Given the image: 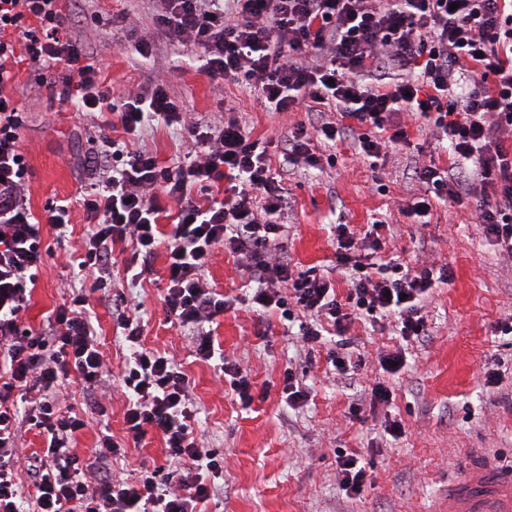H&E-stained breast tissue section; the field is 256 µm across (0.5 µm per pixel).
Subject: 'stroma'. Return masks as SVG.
Instances as JSON below:
<instances>
[{
	"instance_id": "35a3bbf8",
	"label": "stroma",
	"mask_w": 512,
	"mask_h": 512,
	"mask_svg": "<svg viewBox=\"0 0 512 512\" xmlns=\"http://www.w3.org/2000/svg\"><path fill=\"white\" fill-rule=\"evenodd\" d=\"M145 2L61 0L72 35L99 59L100 82L111 98L147 94L145 79L155 74L166 80L184 111L214 124L235 116L253 137L276 145L297 124L308 122L304 110L270 112L259 93L211 79L199 58L170 49L146 59L122 44L112 29L118 15L124 18V29L158 35ZM64 75L61 69L24 65L15 84L23 111L20 143L29 168L31 210L39 218L48 203L63 200L71 214L65 235L49 227L43 230L50 253L23 316L25 326L37 332L66 301L65 284L93 285L92 279L77 276L67 260L81 248L87 228L84 201L91 186L83 163L103 149L105 139L125 136L121 124L112 123L110 110L81 112L75 105H61L50 87ZM399 120L409 143L388 150L377 168L359 158L348 135L336 144L335 167L291 166L278 179L289 201L279 243L297 270L331 272L336 259L332 224L344 222L362 233L377 220L383 223L382 259L452 270L450 281L434 288L424 303L425 341L402 342L391 316L375 325L352 322L348 334L356 339L352 358L358 367L351 378L336 375L329 364L333 342L307 351L297 323L254 312L247 272L236 257L220 249L206 277L217 292L236 297L238 303L217 317L211 329L225 358L249 374L253 400L243 405L219 383L213 364L196 359L190 330L168 318L165 245L156 247L140 283L133 286L125 274L132 258L130 244L118 241L112 246L113 292L140 303L144 347L182 365L198 409L195 430L207 446L224 451V484L204 512H447L448 484L471 464L490 462L512 470V335L497 330L499 322L512 316V260L500 256L475 220L480 192L471 193L464 208L434 205L425 224L403 213V203L423 191L415 168L433 163L446 169L453 157L420 118L403 113ZM135 144L165 166L189 149L180 126L161 121L146 123ZM93 306L99 349L112 374H119L125 343L108 303L97 300ZM400 347L406 350V367L394 375L383 371L381 355ZM289 370L301 374L310 391L307 401L287 404L283 387ZM379 383L390 388L389 402L374 400L371 390ZM87 400L79 382L64 391L65 407L86 423L77 435L81 456H89L104 428L115 442L126 444L127 399L121 389L113 388L103 416L87 408ZM354 405L361 408L364 422L353 419ZM393 421L402 425L396 438L384 430ZM164 448L161 435L148 431L138 446H128L114 469L134 477L142 466L163 464ZM340 448L366 464L359 494H347L340 485Z\"/></svg>"
}]
</instances>
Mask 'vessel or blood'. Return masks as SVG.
I'll use <instances>...</instances> for the list:
<instances>
[{
  "label": "vessel or blood",
  "mask_w": 512,
  "mask_h": 512,
  "mask_svg": "<svg viewBox=\"0 0 512 512\" xmlns=\"http://www.w3.org/2000/svg\"><path fill=\"white\" fill-rule=\"evenodd\" d=\"M448 512H512V473L481 464L448 485Z\"/></svg>",
  "instance_id": "1"
}]
</instances>
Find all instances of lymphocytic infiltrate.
<instances>
[{"instance_id":"1","label":"lymphocytic infiltrate","mask_w":512,"mask_h":512,"mask_svg":"<svg viewBox=\"0 0 512 512\" xmlns=\"http://www.w3.org/2000/svg\"><path fill=\"white\" fill-rule=\"evenodd\" d=\"M58 2L0 0V512H198L224 476V453L205 447L194 432L197 409L187 374L173 358L142 346L137 304L120 293L109 298L130 350L115 382L98 348L86 289H71L40 334L22 322L46 254L42 226L66 231L70 213L64 205L48 206L41 223L29 206L16 69L23 62L63 69L67 78L57 97L84 111L102 108L106 100L99 61L72 36ZM154 2L165 44L199 53L210 78L229 77L259 91L270 112L302 106L339 113V120L322 121L313 134L297 125L284 162L318 166L314 137L333 145L348 131L363 160L377 159L387 145L406 142L396 121L400 113L422 118L447 140L464 179L487 188L476 220L501 255L512 258V150L506 147L512 139V0ZM162 45L142 38L135 49L152 57ZM112 112L129 134L148 120L179 124L194 150L163 166L152 153L110 139L103 154L86 159L95 184L85 203L89 227L77 268L103 291L112 282L115 241L130 242L134 257L144 259L166 243L169 313L192 329L197 358L229 376L243 404L252 401L248 374L216 350L210 329L233 306L206 278L217 246L247 258L254 304L298 321L304 344L320 342L324 325L334 328L338 340L329 362L338 374L349 372L346 333L352 320L374 324L392 315L404 340L427 336L424 301L448 280L447 267L376 259L381 222L360 239L339 223L336 271L348 293L338 299L329 280L312 269L294 273L279 250V217L288 200L271 174L267 142L253 138L236 118L212 126L182 111L160 80L150 97L124 99ZM227 174L236 180L230 197L213 198L215 183ZM417 177L424 192L408 201V215L428 216L439 201L461 203L447 170L424 165ZM158 187L178 208L168 229L160 223ZM75 379L99 411L113 384H120L128 397V436L138 441L148 430L158 431L165 465L142 467L131 479L114 474L112 460L121 448L104 433L92 451L97 470L89 472L75 448L85 422L59 402L61 388ZM26 422L45 435L42 451L27 460L37 491L27 511L16 481Z\"/></svg>"}]
</instances>
